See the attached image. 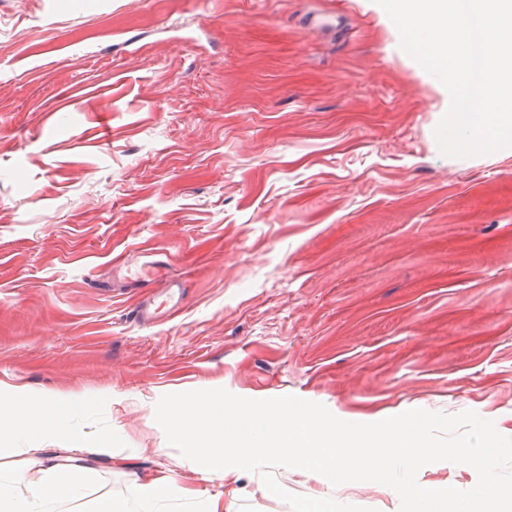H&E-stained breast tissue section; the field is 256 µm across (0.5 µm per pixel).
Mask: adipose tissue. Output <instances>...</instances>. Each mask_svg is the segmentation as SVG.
I'll return each instance as SVG.
<instances>
[{
    "instance_id": "adipose-tissue-1",
    "label": "adipose tissue",
    "mask_w": 512,
    "mask_h": 512,
    "mask_svg": "<svg viewBox=\"0 0 512 512\" xmlns=\"http://www.w3.org/2000/svg\"><path fill=\"white\" fill-rule=\"evenodd\" d=\"M105 400L102 394L84 395L76 404L53 394L34 400L24 388L0 383V461L18 455L15 441L21 437L62 438L70 443L64 454L48 449L38 478L28 477L23 469L0 474V512H70V503L82 484L96 475V461L104 454L103 449L84 445L72 421L79 411ZM174 487L169 477L148 478L129 497H101L93 512H163L161 504Z\"/></svg>"
}]
</instances>
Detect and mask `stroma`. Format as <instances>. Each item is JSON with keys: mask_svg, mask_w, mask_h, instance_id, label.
Instances as JSON below:
<instances>
[{"mask_svg": "<svg viewBox=\"0 0 512 512\" xmlns=\"http://www.w3.org/2000/svg\"><path fill=\"white\" fill-rule=\"evenodd\" d=\"M70 2L0 0V382L111 393L74 420L112 438L75 512L156 475L180 489L166 512H290L258 474L231 496L168 444L174 392L473 411L512 437V148L441 153L450 94L375 0ZM142 249L184 290L153 326L133 308L162 288L113 270ZM274 474L400 509L379 483Z\"/></svg>", "mask_w": 512, "mask_h": 512, "instance_id": "1", "label": "stroma"}]
</instances>
